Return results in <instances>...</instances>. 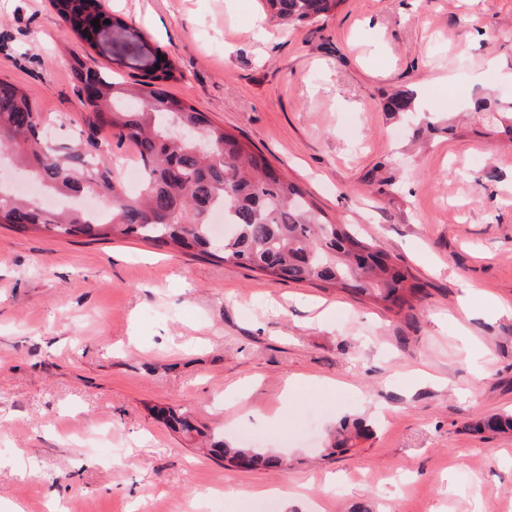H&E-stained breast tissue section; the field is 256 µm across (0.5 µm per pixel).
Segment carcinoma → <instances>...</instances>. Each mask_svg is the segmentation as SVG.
I'll list each match as a JSON object with an SVG mask.
<instances>
[{
  "instance_id": "carcinoma-1",
  "label": "carcinoma",
  "mask_w": 512,
  "mask_h": 512,
  "mask_svg": "<svg viewBox=\"0 0 512 512\" xmlns=\"http://www.w3.org/2000/svg\"><path fill=\"white\" fill-rule=\"evenodd\" d=\"M343 0H265L270 19L283 25L314 24L336 11ZM73 32L92 44L91 21L104 14L103 0H53ZM78 83L96 91L84 101L85 130L68 146L41 134L42 116L16 85L0 82V150H10L44 188L60 194L91 190L112 198L101 212L81 208L47 210L0 190V226L22 232L86 236L93 240L133 238L225 266L248 267L272 282L319 284L359 295L385 310L401 313L421 300L415 276L400 267L373 239L349 224H335L286 176L274 171L263 154L214 124L205 113L169 97L158 82L171 77L167 67L148 72L131 85L112 73L72 65ZM112 110V127L133 146L142 184L135 194L112 176L114 158L97 137V115ZM414 109L413 95L387 98L383 111ZM18 112H32L26 136L13 127ZM169 426L196 435L217 457L250 469L286 470L288 459L229 445L203 425L173 410ZM476 429L512 431V413L494 414ZM361 420H345L331 431L326 452L349 448L365 437Z\"/></svg>"
}]
</instances>
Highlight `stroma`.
I'll return each mask as SVG.
<instances>
[{"mask_svg": "<svg viewBox=\"0 0 512 512\" xmlns=\"http://www.w3.org/2000/svg\"><path fill=\"white\" fill-rule=\"evenodd\" d=\"M105 5L130 34L92 47L51 0H0V81L51 141L83 127L72 52L134 82L148 48L170 95L380 242L424 297L396 316L135 239L0 228V512H279L258 491L280 485L290 512H512V432L473 429L512 410V313L482 304L512 303V142L475 109H512V0H343L295 29L260 0ZM404 90L441 132L382 111ZM169 407L286 453L288 471L224 467L169 428ZM344 419L370 436L324 457Z\"/></svg>", "mask_w": 512, "mask_h": 512, "instance_id": "stroma-1", "label": "stroma"}]
</instances>
